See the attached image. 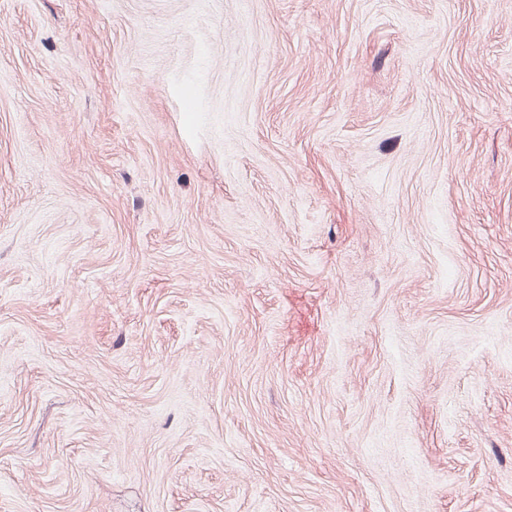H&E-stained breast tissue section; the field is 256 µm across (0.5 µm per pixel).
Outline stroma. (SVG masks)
Listing matches in <instances>:
<instances>
[{"label": "stroma", "instance_id": "1", "mask_svg": "<svg viewBox=\"0 0 512 512\" xmlns=\"http://www.w3.org/2000/svg\"><path fill=\"white\" fill-rule=\"evenodd\" d=\"M0 512H512V0H0Z\"/></svg>", "mask_w": 512, "mask_h": 512}]
</instances>
